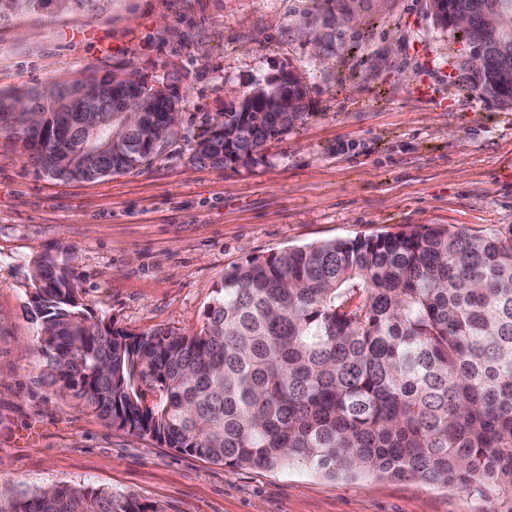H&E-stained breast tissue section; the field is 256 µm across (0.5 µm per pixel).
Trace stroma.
Segmentation results:
<instances>
[{
  "label": "stroma",
  "mask_w": 512,
  "mask_h": 512,
  "mask_svg": "<svg viewBox=\"0 0 512 512\" xmlns=\"http://www.w3.org/2000/svg\"><path fill=\"white\" fill-rule=\"evenodd\" d=\"M109 0L0 29V92L116 69L175 85L180 135L98 181L37 172L0 131V493L80 483L163 512H489L449 487L306 468L231 470L108 427L49 386L27 310L34 259L75 260L94 320L201 327L226 270L334 239L512 225V106L471 92L429 0ZM281 73L306 110L249 166L193 156L205 118Z\"/></svg>",
  "instance_id": "1"
}]
</instances>
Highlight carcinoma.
<instances>
[{
  "label": "carcinoma",
  "instance_id": "carcinoma-1",
  "mask_svg": "<svg viewBox=\"0 0 512 512\" xmlns=\"http://www.w3.org/2000/svg\"><path fill=\"white\" fill-rule=\"evenodd\" d=\"M54 0H0V28L41 19ZM99 13L107 0H68ZM435 21L483 55L472 89L512 104V0H431ZM457 15L470 28L453 26ZM85 83L52 84L12 103L0 130L53 179L96 181L162 155L179 113L148 97L121 129L117 88L96 112L61 123L54 103ZM293 102L288 120L276 104ZM299 81L245 92L208 122L194 156L255 162L303 112ZM32 109L10 128L9 109ZM112 151L83 167L84 123ZM34 345L59 390L116 431L147 436L231 469L301 465L329 477L375 475L452 486L512 512V225L335 239L251 257L224 272L197 331L135 335L92 322L69 258L32 265ZM0 512H161L132 494L79 484L0 495Z\"/></svg>",
  "mask_w": 512,
  "mask_h": 512
}]
</instances>
